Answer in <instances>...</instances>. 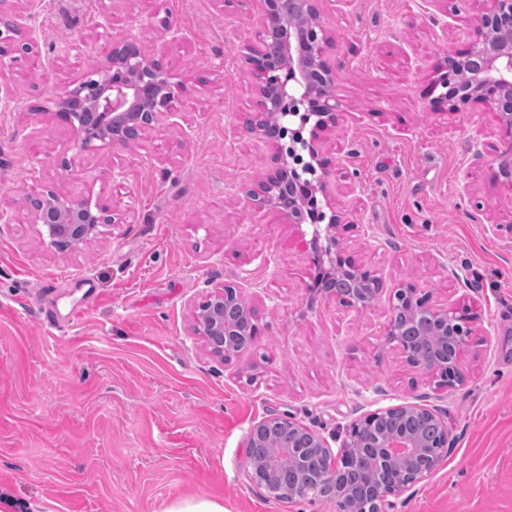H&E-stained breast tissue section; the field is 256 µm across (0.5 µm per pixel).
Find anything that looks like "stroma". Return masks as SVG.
<instances>
[{"label":"stroma","mask_w":512,"mask_h":512,"mask_svg":"<svg viewBox=\"0 0 512 512\" xmlns=\"http://www.w3.org/2000/svg\"><path fill=\"white\" fill-rule=\"evenodd\" d=\"M481 7L472 0L444 29L445 0H324L343 121L323 151L345 164L330 189L351 224L344 246L384 282L372 306L347 310L306 292L295 225L244 205L271 164L263 141L234 131L252 105L241 51L263 0L221 11L213 0H41L32 51L0 59L11 91L0 103V203L16 218L0 223L1 489L39 512H164L188 496L226 512H336L322 499H270L247 479L251 425L280 416L331 440L363 412L419 403L442 411L454 446L393 512H512V243L491 230L512 224V186L492 183L485 164L503 147L495 112H436L426 94ZM167 15L182 31L169 45ZM121 34L194 79L184 127L122 151L79 150L37 86L82 77ZM77 40L83 53L68 52ZM52 187L91 191L113 223L58 252L27 223L22 195ZM82 276L97 286L89 303ZM406 282L439 305L476 306L463 385L437 387L384 344ZM215 285L242 288L259 328L223 363L194 331V308Z\"/></svg>","instance_id":"stroma-1"}]
</instances>
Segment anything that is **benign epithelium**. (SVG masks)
Listing matches in <instances>:
<instances>
[{
	"mask_svg": "<svg viewBox=\"0 0 512 512\" xmlns=\"http://www.w3.org/2000/svg\"><path fill=\"white\" fill-rule=\"evenodd\" d=\"M12 2L11 20L0 30V57L37 41L31 26L36 0ZM318 0H264L263 18L243 59L253 94L251 119L242 132L261 138L273 150L274 167L248 192L249 206L278 212L297 227H312L304 241L312 268V288H319L347 309L374 303L383 290L381 279L355 262L340 239L332 234L343 222L336 196L329 190L331 161L322 157V136L340 125L342 113L335 94L336 75L327 59L332 37L322 26ZM467 31L466 47L450 50L436 69L428 89L434 109L465 112L474 103L490 105L500 120L504 150L491 161L494 177L512 185V0H490ZM190 92L188 83L169 73L155 54L133 35L112 40V52L92 63L84 77L54 99L53 114L67 125L83 150L128 147L162 125L183 128L180 105ZM305 102L300 131L294 136L292 117L299 101ZM309 161L299 168L294 141ZM25 198L27 216L39 233L60 252H73L99 237L112 223L107 206L92 204L90 194H72L48 188ZM385 343L394 347L413 368L441 377L440 385L466 380L462 362L458 375L446 380L447 359L435 352L426 359L414 355L405 339L408 330L421 335L430 328L443 338L452 337L462 351L477 319L476 308L441 307L417 284L395 291ZM195 332L209 353L224 362L250 347L258 335L251 308L241 289L216 285L199 306ZM367 432L361 443L373 456L377 481L351 493L343 480L352 442L343 440L338 451L316 430L281 417L255 423L247 434V447H272L274 456L248 453L247 476L280 500L305 498L326 482L338 486L331 497L336 512H386L411 485L436 470L451 452V429L440 414L418 404L368 411L352 421L347 432Z\"/></svg>",
	"mask_w": 512,
	"mask_h": 512,
	"instance_id": "benign-epithelium-1",
	"label": "benign epithelium"
}]
</instances>
